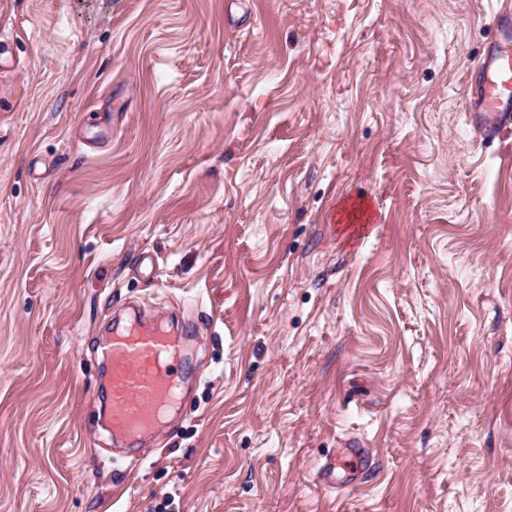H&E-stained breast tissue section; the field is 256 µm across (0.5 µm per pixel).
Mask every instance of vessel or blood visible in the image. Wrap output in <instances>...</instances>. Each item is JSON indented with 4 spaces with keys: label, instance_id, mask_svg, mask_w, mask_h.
I'll return each instance as SVG.
<instances>
[{
    "label": "vessel or blood",
    "instance_id": "vessel-or-blood-1",
    "mask_svg": "<svg viewBox=\"0 0 512 512\" xmlns=\"http://www.w3.org/2000/svg\"><path fill=\"white\" fill-rule=\"evenodd\" d=\"M468 94L471 123L484 137L512 133V36L502 35L475 62ZM181 347L179 337L146 326L117 331L103 341L114 434L137 440L179 400L180 379L171 364Z\"/></svg>",
    "mask_w": 512,
    "mask_h": 512
}]
</instances>
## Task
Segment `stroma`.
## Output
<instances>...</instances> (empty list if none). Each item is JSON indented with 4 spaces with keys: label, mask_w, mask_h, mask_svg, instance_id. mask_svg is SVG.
Masks as SVG:
<instances>
[{
    "label": "stroma",
    "mask_w": 512,
    "mask_h": 512,
    "mask_svg": "<svg viewBox=\"0 0 512 512\" xmlns=\"http://www.w3.org/2000/svg\"><path fill=\"white\" fill-rule=\"evenodd\" d=\"M508 5L0 0V512H512ZM130 303L189 333L126 458ZM501 19V39L475 62L468 89L471 123L492 141L512 132V14ZM352 464L355 467L356 472L363 469L367 464V458L362 448H338L336 449V456H334L330 462L332 470L336 469V466H347Z\"/></svg>",
    "instance_id": "1"
}]
</instances>
